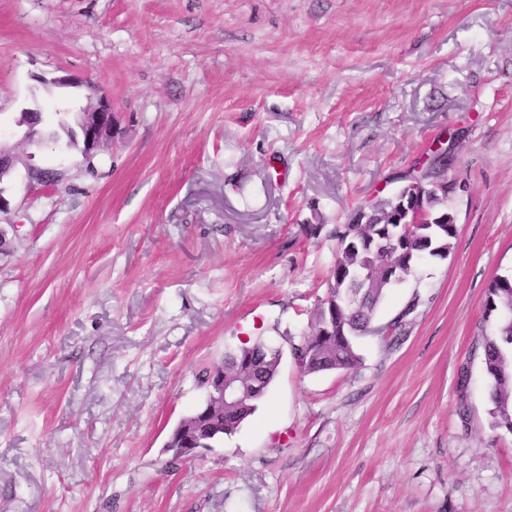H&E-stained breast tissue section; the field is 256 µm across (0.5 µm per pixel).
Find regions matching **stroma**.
<instances>
[{
	"label": "stroma",
	"mask_w": 512,
	"mask_h": 512,
	"mask_svg": "<svg viewBox=\"0 0 512 512\" xmlns=\"http://www.w3.org/2000/svg\"><path fill=\"white\" fill-rule=\"evenodd\" d=\"M99 81L120 128L97 176L45 152L0 252V512H512L482 343L512 276V0H0V142ZM450 142L457 237L382 302L417 307L350 371L305 372L336 230ZM283 352L254 415L163 445L199 376ZM40 112L39 108L24 107L20 110L18 117L15 118V133H22V142L36 145L44 144L38 130L39 120L35 117ZM199 425L197 422H191L185 425L180 434L175 439V448L183 455L184 458L194 456L203 448V443L199 440Z\"/></svg>",
	"instance_id": "35a3bbf8"
}]
</instances>
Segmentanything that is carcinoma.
Listing matches in <instances>:
<instances>
[{"label": "carcinoma", "mask_w": 512, "mask_h": 512, "mask_svg": "<svg viewBox=\"0 0 512 512\" xmlns=\"http://www.w3.org/2000/svg\"><path fill=\"white\" fill-rule=\"evenodd\" d=\"M68 103H62L55 117H42L41 126L51 143L64 145L67 149L76 148L72 137L71 120L77 119L66 112ZM449 193L430 191L425 204L429 211L428 221L432 226L419 224L411 229L400 228L394 231L398 245L375 257L370 248L352 244L355 232L377 235L386 230V216L378 211V206L386 207L388 202L376 201L365 206L370 211L369 223L359 228L353 223L343 225L336 231V255L330 273H338L336 284L329 292L336 299V335L319 336L310 331L301 337L299 343L291 344L292 351L299 358L300 367L307 373H319L331 370H350L357 366L360 357L356 352L357 339L371 333L394 332L403 326L405 318L411 314L416 302L408 304L391 322L376 327L374 321L379 305L388 292L403 283L412 273L419 257L436 250V255H448L457 236L451 217L454 211L448 205ZM355 269L376 270L378 285L375 288L361 290L363 295L360 309L351 310L348 299L353 294L356 283L348 276ZM488 311H503L497 334L484 339L483 364L491 385L489 398L493 404L490 411L492 426L512 432V279L499 277L488 288ZM249 361L257 367L265 379V384L273 382L278 373L279 350L267 345L257 337L250 342L229 349L224 353V371L241 380L249 377L246 371L235 370V362ZM264 394L256 395L249 406L240 410H228L225 413L224 434L238 427L252 415Z\"/></svg>", "instance_id": "cac0c4a2"}]
</instances>
